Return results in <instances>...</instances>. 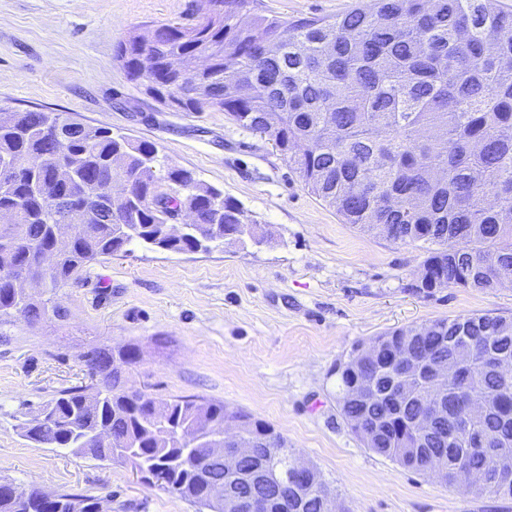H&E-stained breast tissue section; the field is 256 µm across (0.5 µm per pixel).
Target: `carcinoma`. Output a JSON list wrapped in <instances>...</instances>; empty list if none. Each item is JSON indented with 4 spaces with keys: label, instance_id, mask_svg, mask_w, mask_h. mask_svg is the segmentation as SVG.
<instances>
[{
    "label": "carcinoma",
    "instance_id": "carcinoma-1",
    "mask_svg": "<svg viewBox=\"0 0 512 512\" xmlns=\"http://www.w3.org/2000/svg\"><path fill=\"white\" fill-rule=\"evenodd\" d=\"M192 26L155 27L147 45L136 31L118 47L128 78L173 112L222 111L237 126L265 135L308 190L345 223L372 231L388 224L390 241L424 250L414 285L494 289L512 286V14L498 0H371L333 20L268 15L258 0H210ZM204 58L191 73L178 58ZM66 135L52 143L55 128ZM132 184L116 199L112 180ZM90 202L91 215L66 219ZM200 222L171 225L184 213ZM240 205L160 159L157 146L56 112H14L0 121V317L20 312L30 324L59 315L51 299L30 302L15 288L29 268L50 292L81 278L103 255L157 248L208 252L239 227ZM69 242L55 247L57 237ZM381 347L357 371L336 364L337 404L350 425L364 422L363 443L403 468L444 469L450 486L512 499V377L496 361L512 360V318L444 317L380 335ZM405 340L413 355L436 364L469 352L471 363L448 378L444 410L420 433L413 426L430 406L429 373L415 372L400 392L403 368L389 346ZM137 359L128 346L86 355L96 387L62 391L23 427L38 445L94 460L128 462L154 475L165 491L191 503L209 481L247 503L273 498L272 512H336L322 478L300 498L285 438L270 425L224 404L191 398L158 401L121 383L117 362ZM376 399L349 396L358 376ZM472 399L486 408L477 418ZM163 408V419L154 406ZM230 416L261 439L252 480L224 475L206 436ZM112 437V443L100 439ZM472 474L482 480L473 483ZM32 488L0 480V512H27ZM99 499L63 491L46 512H99Z\"/></svg>",
    "mask_w": 512,
    "mask_h": 512
}]
</instances>
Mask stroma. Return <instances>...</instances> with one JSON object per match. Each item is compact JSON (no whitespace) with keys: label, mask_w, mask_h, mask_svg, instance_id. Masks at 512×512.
<instances>
[{"label":"stroma","mask_w":512,"mask_h":512,"mask_svg":"<svg viewBox=\"0 0 512 512\" xmlns=\"http://www.w3.org/2000/svg\"><path fill=\"white\" fill-rule=\"evenodd\" d=\"M267 13L335 18L360 0H261ZM203 0H0V113L70 114L135 141L221 189L262 243L208 252L145 248L93 261L39 299L60 315L0 323V478L98 497L104 512H198L131 466L27 440L21 425L72 387L84 356L135 347L121 379L162 400L195 396L271 425L320 472L345 512H512L376 455L336 403V362L354 345L436 318L512 316V287L415 288L422 249L343 223L267 137L220 112H173L116 59L128 32L195 23Z\"/></svg>","instance_id":"obj_1"}]
</instances>
